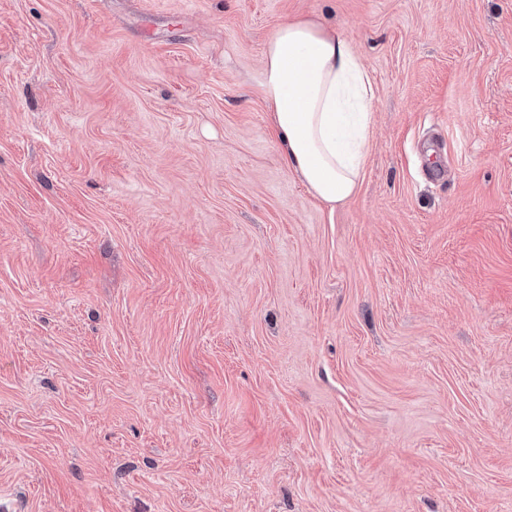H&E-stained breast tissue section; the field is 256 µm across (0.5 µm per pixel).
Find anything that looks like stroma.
Returning <instances> with one entry per match:
<instances>
[{"mask_svg": "<svg viewBox=\"0 0 512 512\" xmlns=\"http://www.w3.org/2000/svg\"><path fill=\"white\" fill-rule=\"evenodd\" d=\"M311 16L333 209L256 90ZM0 512H512V0H0ZM287 164L308 193L333 209L360 185L374 93L350 39L311 17L275 30L257 80Z\"/></svg>", "mask_w": 512, "mask_h": 512, "instance_id": "1", "label": "stroma"}]
</instances>
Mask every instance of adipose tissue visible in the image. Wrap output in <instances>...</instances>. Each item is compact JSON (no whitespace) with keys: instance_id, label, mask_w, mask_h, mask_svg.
Segmentation results:
<instances>
[{"instance_id":"obj_1","label":"adipose tissue","mask_w":512,"mask_h":512,"mask_svg":"<svg viewBox=\"0 0 512 512\" xmlns=\"http://www.w3.org/2000/svg\"><path fill=\"white\" fill-rule=\"evenodd\" d=\"M287 164L320 204L360 185L372 122L371 79L350 39L303 17L275 30L257 80Z\"/></svg>"}]
</instances>
